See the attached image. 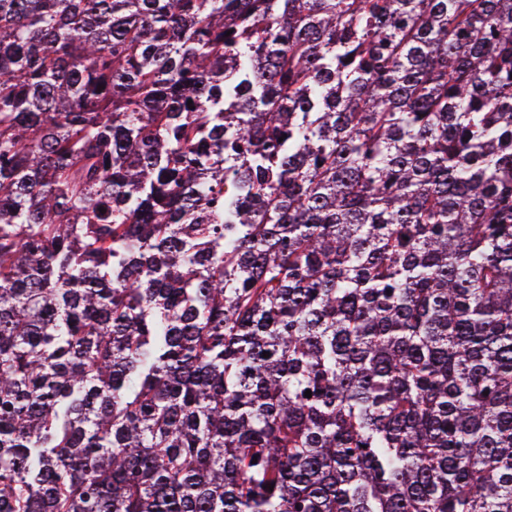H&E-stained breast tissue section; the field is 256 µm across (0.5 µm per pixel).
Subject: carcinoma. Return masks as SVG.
Segmentation results:
<instances>
[{"label": "carcinoma", "mask_w": 512, "mask_h": 512, "mask_svg": "<svg viewBox=\"0 0 512 512\" xmlns=\"http://www.w3.org/2000/svg\"><path fill=\"white\" fill-rule=\"evenodd\" d=\"M0 512H512V0H0Z\"/></svg>", "instance_id": "1"}]
</instances>
